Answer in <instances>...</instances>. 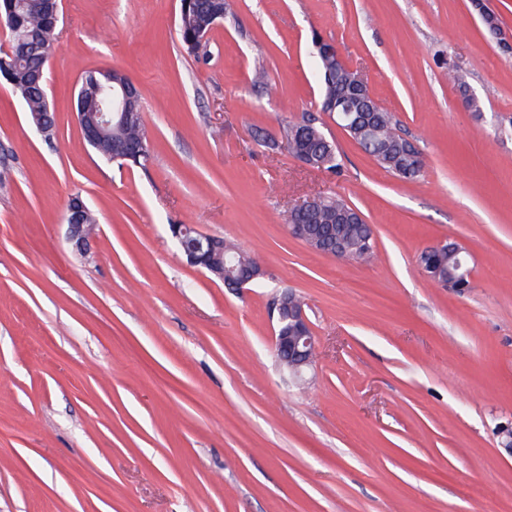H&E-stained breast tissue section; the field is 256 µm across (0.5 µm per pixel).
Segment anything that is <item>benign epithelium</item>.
Here are the masks:
<instances>
[{
  "label": "benign epithelium",
  "instance_id": "benign-epithelium-1",
  "mask_svg": "<svg viewBox=\"0 0 512 512\" xmlns=\"http://www.w3.org/2000/svg\"><path fill=\"white\" fill-rule=\"evenodd\" d=\"M472 6L482 22L491 28V36L498 45L512 44V32L503 29L501 24L496 22V14L487 8L485 0H472ZM60 8L61 0H37V9L40 13L51 18L55 23L60 19ZM98 85L112 91V111L80 114L83 139L95 147L104 141L112 130V125L125 123L136 116L135 98L138 94L136 84L132 80L112 69H106L100 73ZM355 103L354 96L344 95L338 101L324 107L323 111L339 124L343 120V115L354 112ZM146 148L147 145L143 140L112 143V153H120L123 159L135 164L145 155ZM84 212L85 207L81 205L70 208L67 215L70 240L76 250L81 253L87 250L89 238L95 228V225L85 223ZM189 228H191L189 224L170 225L173 238L191 264L200 269L214 270L215 258L223 253L222 239L202 234L191 239L187 232ZM275 348L280 362L295 376L301 375L315 363V336L303 304H298L294 309L291 323L277 329Z\"/></svg>",
  "mask_w": 512,
  "mask_h": 512
}]
</instances>
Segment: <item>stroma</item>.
<instances>
[{
  "label": "stroma",
  "instance_id": "obj_1",
  "mask_svg": "<svg viewBox=\"0 0 512 512\" xmlns=\"http://www.w3.org/2000/svg\"><path fill=\"white\" fill-rule=\"evenodd\" d=\"M179 11L63 0L53 139L0 80V512H512V53L470 0H226L197 56ZM318 38L419 149V180L323 112ZM90 67L139 88L146 165L83 140ZM309 118L338 171L283 147ZM319 195L363 212L375 260L291 236L289 210ZM75 196L98 216L84 255ZM173 224L244 247L264 277L226 287ZM446 241L470 255L465 292L420 268ZM285 290L317 340L300 381L275 355ZM75 199H80L83 205L87 208L89 220L91 222H97L98 219L95 212L91 210L78 196L71 198L68 204V209L71 202ZM83 205H80L79 207H71L69 210L67 209V224L69 225L70 240L73 242L76 250L80 253H84L87 250L89 238L96 226V224H85V207Z\"/></svg>",
  "mask_w": 512,
  "mask_h": 512
}]
</instances>
